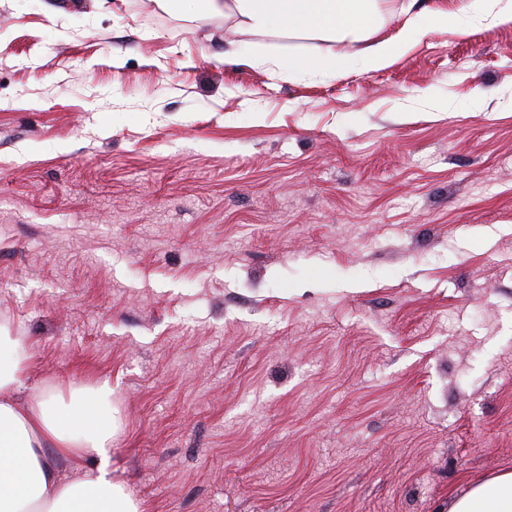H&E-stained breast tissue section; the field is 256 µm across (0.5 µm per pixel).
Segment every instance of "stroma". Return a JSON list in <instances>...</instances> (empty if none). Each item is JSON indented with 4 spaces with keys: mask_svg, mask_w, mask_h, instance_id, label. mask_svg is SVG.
Instances as JSON below:
<instances>
[{
    "mask_svg": "<svg viewBox=\"0 0 512 512\" xmlns=\"http://www.w3.org/2000/svg\"><path fill=\"white\" fill-rule=\"evenodd\" d=\"M234 26L0 0V336L111 382L141 512H448L512 471V24L297 80Z\"/></svg>",
    "mask_w": 512,
    "mask_h": 512,
    "instance_id": "obj_1",
    "label": "stroma"
}]
</instances>
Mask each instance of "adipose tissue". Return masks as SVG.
<instances>
[{"label": "adipose tissue", "mask_w": 512, "mask_h": 512, "mask_svg": "<svg viewBox=\"0 0 512 512\" xmlns=\"http://www.w3.org/2000/svg\"><path fill=\"white\" fill-rule=\"evenodd\" d=\"M187 11L234 17L241 35L305 36L361 43L354 60L362 71L391 65L429 31L470 21L467 5L437 9L429 23L405 19L381 36L383 0H179ZM119 428L112 387L102 382L18 408L0 401V512H140L125 487L112 479V440ZM91 459L77 484L62 482L56 462ZM448 512H512V472L494 477L455 499Z\"/></svg>", "instance_id": "obj_1"}]
</instances>
